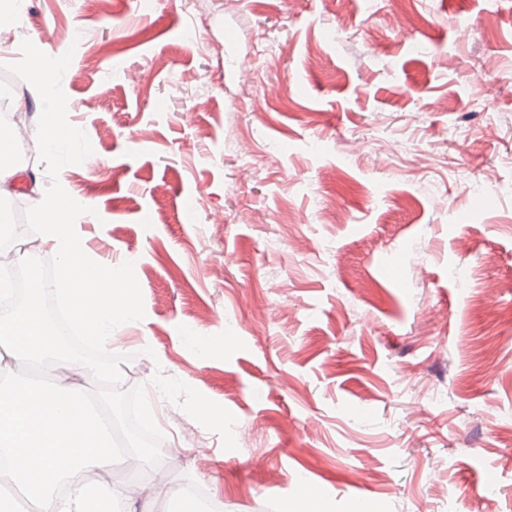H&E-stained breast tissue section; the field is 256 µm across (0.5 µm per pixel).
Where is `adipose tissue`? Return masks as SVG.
<instances>
[{"label":"adipose tissue","mask_w":512,"mask_h":512,"mask_svg":"<svg viewBox=\"0 0 512 512\" xmlns=\"http://www.w3.org/2000/svg\"><path fill=\"white\" fill-rule=\"evenodd\" d=\"M35 208L43 237L60 258L64 296L85 332L111 346L134 317L124 271L90 257L77 225L64 220L72 206L60 196L43 194ZM23 262L30 275L28 300L0 320V363L42 359L50 383H0V456L10 460L0 468V512H14L12 499L4 495L8 489L22 491L32 512H88L95 499L125 512L129 503L148 499L151 492L135 475L111 482L124 457L111 425L89 407L86 380L93 370L80 359L58 354L41 310L47 283L39 260L28 255Z\"/></svg>","instance_id":"ef3b65f1"}]
</instances>
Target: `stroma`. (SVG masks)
Masks as SVG:
<instances>
[{
    "label": "stroma",
    "instance_id": "1",
    "mask_svg": "<svg viewBox=\"0 0 512 512\" xmlns=\"http://www.w3.org/2000/svg\"><path fill=\"white\" fill-rule=\"evenodd\" d=\"M22 178L82 207L166 404L149 512H512V0H28ZM80 130L98 173L40 153ZM192 214H185L186 205ZM340 222L330 223L332 214ZM233 262H225V253ZM78 136L77 130H71L68 135L63 136L53 124L47 123L43 130V148L48 153L64 151L69 143L77 140Z\"/></svg>",
    "mask_w": 512,
    "mask_h": 512
}]
</instances>
